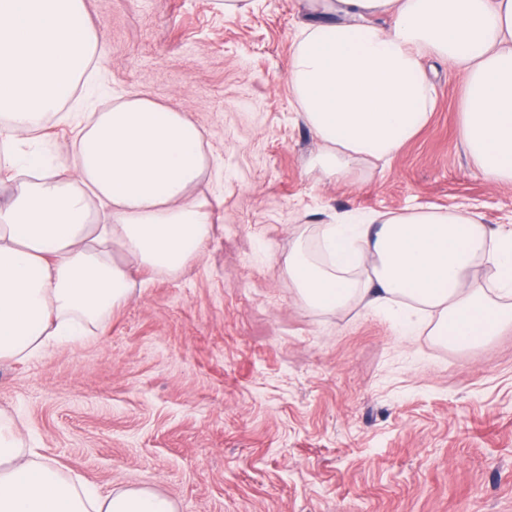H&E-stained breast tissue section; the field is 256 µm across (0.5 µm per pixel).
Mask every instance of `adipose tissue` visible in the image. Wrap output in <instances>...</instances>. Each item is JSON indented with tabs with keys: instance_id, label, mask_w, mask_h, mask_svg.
<instances>
[{
	"instance_id": "1",
	"label": "adipose tissue",
	"mask_w": 512,
	"mask_h": 512,
	"mask_svg": "<svg viewBox=\"0 0 512 512\" xmlns=\"http://www.w3.org/2000/svg\"><path fill=\"white\" fill-rule=\"evenodd\" d=\"M288 84L320 148L323 177L397 154L428 121L434 89L423 61L467 75L458 138L491 184L512 183V0H306ZM389 15L391 28L372 24ZM85 0H0V136L18 143L59 116L93 58ZM183 113L133 96L99 113L57 160L5 156L40 168L0 206V361L24 360L101 324L131 291L130 265L176 272L203 249L211 214L190 201L206 158ZM108 221H91V199ZM327 258L303 249L286 272L299 298L332 311L352 303L407 327L428 315L458 347L512 324V228L466 209L344 213L322 228ZM120 245L127 263L112 259ZM496 268V292L473 269ZM367 279L355 275L361 265ZM0 512H176L147 488L111 494L75 484L0 420Z\"/></svg>"
}]
</instances>
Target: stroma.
I'll return each mask as SVG.
<instances>
[{
  "mask_svg": "<svg viewBox=\"0 0 512 512\" xmlns=\"http://www.w3.org/2000/svg\"><path fill=\"white\" fill-rule=\"evenodd\" d=\"M86 0L89 85L18 151L58 156L127 96L184 113L212 215L179 272L132 267L105 331L0 363V416L63 477L147 487L177 512H512V328L453 348L430 320L401 335L351 304L303 303L285 272L296 238L344 210L470 208L512 226V184L459 144L462 71L431 59L428 123L396 155L326 179L288 87L304 0Z\"/></svg>",
  "mask_w": 512,
  "mask_h": 512,
  "instance_id": "1",
  "label": "stroma"
}]
</instances>
